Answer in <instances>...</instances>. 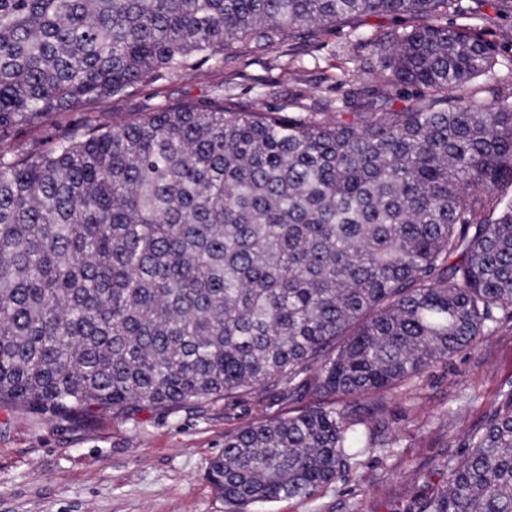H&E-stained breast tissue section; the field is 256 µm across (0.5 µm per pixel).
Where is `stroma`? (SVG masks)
Wrapping results in <instances>:
<instances>
[{
  "label": "stroma",
  "mask_w": 512,
  "mask_h": 512,
  "mask_svg": "<svg viewBox=\"0 0 512 512\" xmlns=\"http://www.w3.org/2000/svg\"><path fill=\"white\" fill-rule=\"evenodd\" d=\"M485 36L502 51L476 84L512 91V17L497 20ZM351 51L348 31L339 29L299 44L291 57L276 50L240 73L212 63L194 77L94 101L87 109L124 121L146 106L201 100L220 87L256 108L293 99L305 111L320 112L328 103L342 106L371 95L368 75L346 80L339 71ZM66 131L52 123L21 128L9 152L35 154ZM511 390L512 319L504 318L490 335L420 378L368 399L348 398L369 426L389 425L382 444L312 497L256 504L251 512H396L429 492L438 464L465 458L471 434ZM319 402L310 393L257 388L200 410L144 411L131 419L106 413L89 422L2 408L0 512H227L207 479L225 434ZM364 473L365 483L359 480Z\"/></svg>",
  "instance_id": "35a3bbf8"
}]
</instances>
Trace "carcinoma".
<instances>
[{
  "instance_id": "1",
  "label": "carcinoma",
  "mask_w": 512,
  "mask_h": 512,
  "mask_svg": "<svg viewBox=\"0 0 512 512\" xmlns=\"http://www.w3.org/2000/svg\"><path fill=\"white\" fill-rule=\"evenodd\" d=\"M512 0H0V407L65 421L199 409L256 387L330 400L224 435L228 512L310 497L377 448L337 400L420 377L512 317V94L484 8ZM469 16L468 28L442 22ZM389 16L387 30L362 19ZM351 28L359 112L216 90L128 121L93 100ZM401 85L433 95L393 107ZM402 512H512V392ZM67 132L65 124L47 123L38 127L19 129L8 144L9 153L15 157H26L44 150L51 137Z\"/></svg>"
}]
</instances>
